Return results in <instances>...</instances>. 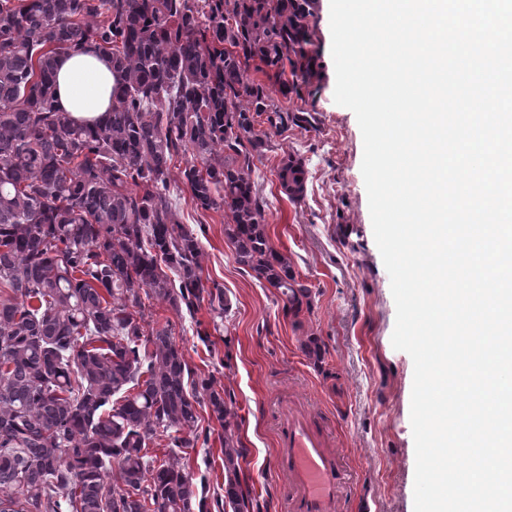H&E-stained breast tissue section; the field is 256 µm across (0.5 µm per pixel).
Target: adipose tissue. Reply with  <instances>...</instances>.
I'll return each mask as SVG.
<instances>
[{"instance_id": "ef3b65f1", "label": "adipose tissue", "mask_w": 512, "mask_h": 512, "mask_svg": "<svg viewBox=\"0 0 512 512\" xmlns=\"http://www.w3.org/2000/svg\"><path fill=\"white\" fill-rule=\"evenodd\" d=\"M115 85L111 64L93 48L62 56L57 62V103L77 124L92 126L106 119Z\"/></svg>"}]
</instances>
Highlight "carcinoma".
Returning a JSON list of instances; mask_svg holds the SVG:
<instances>
[{"label":"carcinoma","mask_w":512,"mask_h":512,"mask_svg":"<svg viewBox=\"0 0 512 512\" xmlns=\"http://www.w3.org/2000/svg\"><path fill=\"white\" fill-rule=\"evenodd\" d=\"M311 0H0V512H204L189 473L149 454L208 440L196 391L224 421L222 512H246L231 393L192 379L171 324L203 299V251L170 202L176 164L192 202L225 209L237 264L298 313L307 287L270 243L252 179L283 96L313 77ZM112 61L109 117L83 127L55 104L58 57ZM282 188L304 196L289 160Z\"/></svg>","instance_id":"1"}]
</instances>
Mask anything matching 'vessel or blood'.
Listing matches in <instances>:
<instances>
[{"label":"vessel or blood","instance_id":"vessel-or-blood-1","mask_svg":"<svg viewBox=\"0 0 512 512\" xmlns=\"http://www.w3.org/2000/svg\"><path fill=\"white\" fill-rule=\"evenodd\" d=\"M324 423L301 403L280 417L269 471L281 482L286 512H341L347 474Z\"/></svg>","mask_w":512,"mask_h":512}]
</instances>
